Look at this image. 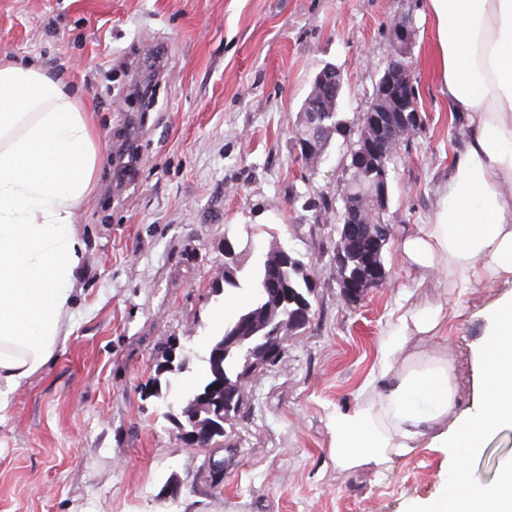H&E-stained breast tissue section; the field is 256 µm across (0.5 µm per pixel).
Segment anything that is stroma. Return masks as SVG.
<instances>
[{
  "instance_id": "1",
  "label": "stroma",
  "mask_w": 512,
  "mask_h": 512,
  "mask_svg": "<svg viewBox=\"0 0 512 512\" xmlns=\"http://www.w3.org/2000/svg\"><path fill=\"white\" fill-rule=\"evenodd\" d=\"M407 14L421 124L388 164V281L351 305L336 270L342 196L358 119ZM3 54L53 69L86 100L98 165L76 217L86 254L71 333L0 412V512H409L440 495L435 449L344 471L330 448L332 415L357 406L387 332L418 305H442L451 320L410 351L447 357L471 407L479 311L498 292H453L446 273L425 274L402 252L466 134L439 90L428 0H0ZM329 65L351 132L309 163L296 146L301 108ZM146 80L151 105L131 108ZM228 241L243 285L217 293ZM274 245L315 284L310 322L248 381L223 447H187L170 407L203 375L215 313L229 321L246 308L249 274ZM171 350L187 368L152 392ZM511 457L506 431L474 459L476 479Z\"/></svg>"
}]
</instances>
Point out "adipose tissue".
Wrapping results in <instances>:
<instances>
[{
	"label": "adipose tissue",
	"mask_w": 512,
	"mask_h": 512,
	"mask_svg": "<svg viewBox=\"0 0 512 512\" xmlns=\"http://www.w3.org/2000/svg\"><path fill=\"white\" fill-rule=\"evenodd\" d=\"M440 91L467 135L431 223L403 243L452 288L512 280V0H429ZM97 169L92 115L41 65L0 61V410L53 358L70 333L86 245L75 223ZM473 347L476 411L459 410L446 358L406 354L447 318L427 304L400 319L381 347V372L349 412H336L338 467L379 465L429 438L445 455L441 496L410 512H512V460L496 480L469 474L468 454L512 430V289L489 303Z\"/></svg>",
	"instance_id": "ef3b65f1"
}]
</instances>
